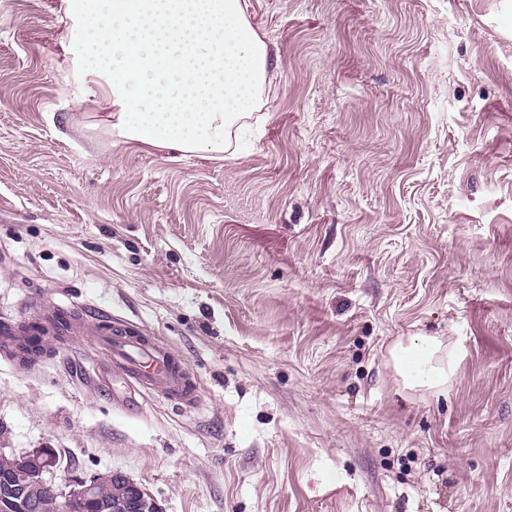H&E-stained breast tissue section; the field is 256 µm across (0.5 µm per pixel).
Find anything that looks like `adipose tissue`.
Instances as JSON below:
<instances>
[{
	"label": "adipose tissue",
	"mask_w": 512,
	"mask_h": 512,
	"mask_svg": "<svg viewBox=\"0 0 512 512\" xmlns=\"http://www.w3.org/2000/svg\"><path fill=\"white\" fill-rule=\"evenodd\" d=\"M63 3L72 25L62 50L75 79L106 96L118 137L183 154L237 155L238 134L260 107L269 67L247 0ZM465 355L461 341L435 336L391 351L403 385L432 395L448 392Z\"/></svg>",
	"instance_id": "obj_1"
}]
</instances>
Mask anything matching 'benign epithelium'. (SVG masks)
<instances>
[{
    "instance_id": "obj_1",
    "label": "benign epithelium",
    "mask_w": 512,
    "mask_h": 512,
    "mask_svg": "<svg viewBox=\"0 0 512 512\" xmlns=\"http://www.w3.org/2000/svg\"><path fill=\"white\" fill-rule=\"evenodd\" d=\"M1 462L9 472L4 474L8 489L0 496V512H38L39 504L32 490L39 486L52 491L62 512H70V505L76 502L94 504L98 512H121L128 500L136 503L138 512H161L156 500L128 478L121 491L112 490L113 474L110 472L57 484L58 462L51 448H36L20 454L1 450Z\"/></svg>"
}]
</instances>
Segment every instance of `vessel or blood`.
I'll list each match as a JSON object with an SVG mask.
<instances>
[{
	"label": "vessel or blood",
	"instance_id": "1",
	"mask_svg": "<svg viewBox=\"0 0 512 512\" xmlns=\"http://www.w3.org/2000/svg\"><path fill=\"white\" fill-rule=\"evenodd\" d=\"M73 332L82 338H97L108 347L112 363L125 377L143 388L177 399L194 403L199 390L187 372L183 362L177 359L159 338L143 336L112 321L85 317L83 312L73 311L68 316Z\"/></svg>",
	"mask_w": 512,
	"mask_h": 512
}]
</instances>
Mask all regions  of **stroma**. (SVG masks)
Listing matches in <instances>:
<instances>
[{
    "instance_id": "stroma-1",
    "label": "stroma",
    "mask_w": 512,
    "mask_h": 512,
    "mask_svg": "<svg viewBox=\"0 0 512 512\" xmlns=\"http://www.w3.org/2000/svg\"><path fill=\"white\" fill-rule=\"evenodd\" d=\"M249 4L274 83L216 159L111 135L60 0H0V317L125 320L199 385L0 353V448L163 512H512V0ZM412 336L462 338L448 394ZM466 356L460 340L448 336V345L435 336L411 338L391 350L395 370L405 387L431 395L448 393L457 368Z\"/></svg>"
}]
</instances>
